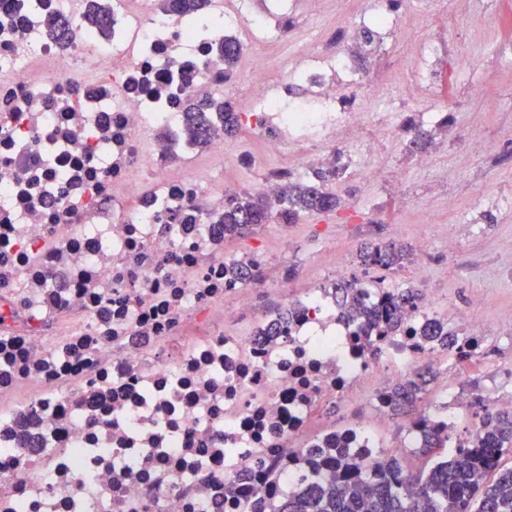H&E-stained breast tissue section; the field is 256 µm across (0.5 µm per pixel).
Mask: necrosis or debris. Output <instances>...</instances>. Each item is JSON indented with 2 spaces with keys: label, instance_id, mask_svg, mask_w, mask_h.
<instances>
[{
  "label": "necrosis or debris",
  "instance_id": "1",
  "mask_svg": "<svg viewBox=\"0 0 512 512\" xmlns=\"http://www.w3.org/2000/svg\"><path fill=\"white\" fill-rule=\"evenodd\" d=\"M110 6L93 35L83 17ZM300 0H207L145 11L141 0H0V512H240L299 484L303 446H332L328 407L370 391L369 428L346 448L370 467L391 457L394 387L437 354L420 335L451 319L456 365L488 349L475 311L442 308L424 288L405 328L384 336L341 319L328 288L267 273L279 247L252 250L242 283L224 259L223 212L235 192L184 175L199 153L184 100L241 95L268 154L299 148L298 173L328 150L373 148L416 127L370 120L362 90L383 93L362 54L297 46L296 71L249 66L291 38ZM70 19L65 41L46 21ZM240 46L225 75L217 47ZM449 49L415 47L406 79L430 91ZM512 410L495 382L457 389L403 424L413 447L449 435L485 400ZM277 466L269 476L264 462Z\"/></svg>",
  "mask_w": 512,
  "mask_h": 512
}]
</instances>
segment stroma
Masks as SVG:
<instances>
[{"mask_svg": "<svg viewBox=\"0 0 512 512\" xmlns=\"http://www.w3.org/2000/svg\"><path fill=\"white\" fill-rule=\"evenodd\" d=\"M373 0H347L335 11L328 0H306L293 41L320 35L323 49L341 43L352 46L355 26ZM409 28L389 32V43L404 44V53L381 63L387 94L368 99L369 112H394L402 118L435 112L450 116L447 129L436 131L429 150L433 163L426 168L412 165L413 146L403 137L383 142L379 153L364 154L367 163L386 167L399 176L409 191L402 198L387 192L382 184L367 183L355 174H344L330 183L341 206L331 213H303L292 224H263L243 237L224 241V256L243 257L250 248L265 242H282L271 273L292 272L296 282L324 280L338 265L348 266L360 280L385 288H433L446 295L458 310L472 307L483 298L480 309L483 332L492 346L512 344V327L501 316L512 308V275L489 277L490 265L512 267V65L494 55L503 41L512 40V0H406ZM443 30L452 50L441 67L435 91L419 95L401 79L408 51L420 39ZM476 63L467 78H459L455 53ZM485 87L482 96L470 95L468 83ZM485 134L492 144L488 155L464 151L457 138L460 128ZM223 159L202 154L188 176L214 184L232 179L241 189L262 177L295 173L296 147L285 148L278 157L267 155L258 140L244 131L225 138ZM453 199L456 211L445 201ZM479 222L481 237L466 241L455 254L445 244L456 236L462 221ZM369 242L406 245L413 258L404 267L387 274L362 266L358 251Z\"/></svg>", "mask_w": 512, "mask_h": 512, "instance_id": "1", "label": "stroma"}]
</instances>
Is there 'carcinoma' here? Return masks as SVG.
Listing matches in <instances>:
<instances>
[{"label": "carcinoma", "instance_id": "cac0c4a2", "mask_svg": "<svg viewBox=\"0 0 512 512\" xmlns=\"http://www.w3.org/2000/svg\"><path fill=\"white\" fill-rule=\"evenodd\" d=\"M224 69L238 62L235 39L224 38L221 47ZM187 132L191 139L206 138L213 130L210 113L224 119V135H232L239 126V113L226 99L190 97L184 107ZM345 171L337 159L313 173L309 181H294L282 188L271 205L262 196L245 194L224 204V214L214 223L224 225V237H239L272 220L293 224L307 213H329L338 209L335 194L325 189ZM411 253L402 245L376 244L359 254L361 265L382 271L404 266ZM360 281L336 287L339 306L345 308L357 300ZM418 289H397L387 320L393 327L403 321V313L414 306ZM427 380L419 379L397 386L392 394L395 409L414 403L425 391ZM482 430L458 442L453 456L436 462L428 470L407 476L398 460L370 474L361 458L333 448H305L302 455L310 471L301 479L298 491L273 492L270 503L248 504L243 512H512V466L503 467L501 458L512 454V413L484 410ZM323 472L333 474L331 481H319Z\"/></svg>", "mask_w": 512, "mask_h": 512}]
</instances>
